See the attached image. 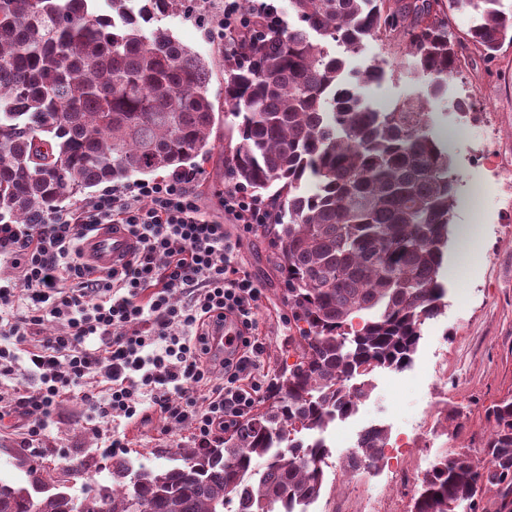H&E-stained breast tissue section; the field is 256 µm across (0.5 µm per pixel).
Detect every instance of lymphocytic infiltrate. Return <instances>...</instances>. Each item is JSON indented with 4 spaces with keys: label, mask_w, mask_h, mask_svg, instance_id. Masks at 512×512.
Masks as SVG:
<instances>
[{
    "label": "lymphocytic infiltrate",
    "mask_w": 512,
    "mask_h": 512,
    "mask_svg": "<svg viewBox=\"0 0 512 512\" xmlns=\"http://www.w3.org/2000/svg\"><path fill=\"white\" fill-rule=\"evenodd\" d=\"M224 54L238 58L252 17L239 0L215 12ZM195 173L108 191L57 210L40 224H0V308L17 294L28 305L0 324V421L22 419L21 444L33 458L66 398L80 396L111 424L159 412L161 433L189 427L197 448L249 415L271 385L266 343L256 332L262 290L235 260L244 233L271 214L244 190L220 194L223 220L209 218L194 192ZM100 224L134 237L121 269L96 274L80 245ZM184 301H175V292ZM230 324L223 353L210 346ZM60 331L45 333L47 324Z\"/></svg>",
    "instance_id": "1"
}]
</instances>
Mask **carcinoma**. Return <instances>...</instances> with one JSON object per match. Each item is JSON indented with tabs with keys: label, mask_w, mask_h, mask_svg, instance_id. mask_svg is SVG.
<instances>
[{
	"label": "carcinoma",
	"mask_w": 512,
	"mask_h": 512,
	"mask_svg": "<svg viewBox=\"0 0 512 512\" xmlns=\"http://www.w3.org/2000/svg\"><path fill=\"white\" fill-rule=\"evenodd\" d=\"M186 0H0V223L41 224L67 200L134 174L196 166L217 123L211 61L146 25ZM299 26L256 21L249 62L224 59V169L271 187L266 225L294 331L273 402L224 431L222 447L183 448L176 462L112 464L94 498L61 490L51 471L0 481V512H280L317 499L325 441L370 395L364 376L400 370L426 321L445 307L442 279L456 178L430 133L428 104L474 56L512 45L504 0H289ZM457 13L470 15L455 31ZM357 53L373 39L409 47L400 61L424 93L382 112L363 90L384 79L311 34ZM485 445L436 460L412 512H477L483 489L512 505V397L492 410ZM381 430L357 451L379 462ZM266 460L264 470L255 461ZM254 475L242 484L244 473Z\"/></svg>",
	"instance_id": "carcinoma-1"
}]
</instances>
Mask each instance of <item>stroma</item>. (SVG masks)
Instances as JSON below:
<instances>
[{
  "label": "stroma",
  "mask_w": 512,
  "mask_h": 512,
  "mask_svg": "<svg viewBox=\"0 0 512 512\" xmlns=\"http://www.w3.org/2000/svg\"><path fill=\"white\" fill-rule=\"evenodd\" d=\"M187 13L161 19L183 44L214 63L210 93L224 100L223 40L218 35L213 9L206 0H187ZM403 46L384 40L372 42L370 51L347 57L349 69L368 64L383 67L381 83L365 94L378 109L419 96L424 85L400 72L395 62ZM448 100L431 104V132L447 148L457 176L453 211L454 234L448 241L445 266H459L458 276L446 279L447 295L441 315L427 321L412 363L401 371H376L371 394L356 415L336 422L324 434L336 468L325 471L317 508L319 512H362L367 501L377 500L386 512H411L418 487L407 481L402 468L370 466L360 471L344 469L341 461L351 446V434L361 423L385 425L389 439L408 437L407 465L425 467L441 449L457 454L482 447L492 423L488 413L494 404L512 396V210H502L500 197L512 188V45L503 46L490 60L473 58L459 78L448 83ZM472 95L475 111L464 117L452 112L451 97ZM490 137L502 165L490 170L475 160L483 137ZM195 185L203 209L213 219H223L218 193L230 186L224 171V138L216 136L208 154L198 157ZM469 231L476 254L473 261L460 260L458 228ZM244 269L257 281L263 298L256 312L259 329L267 342L266 363L272 373L282 367V352L289 336L288 309L281 299L284 281L267 261V240L261 227L244 235L238 252ZM435 406L434 433L422 436L413 424L424 409ZM89 412L68 400L50 425L40 445V465L66 467L93 462L98 479L111 483L112 459L101 454L99 436L88 421ZM134 463L167 464L169 457L189 446L188 432L160 433L156 412L121 426Z\"/></svg>",
  "instance_id": "obj_1"
}]
</instances>
